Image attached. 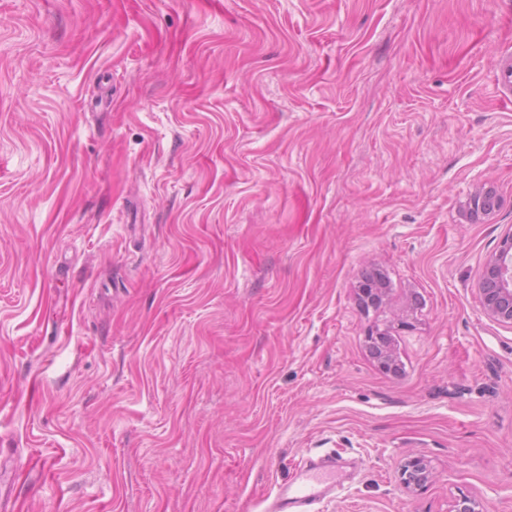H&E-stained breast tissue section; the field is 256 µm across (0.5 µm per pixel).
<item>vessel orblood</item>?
I'll return each instance as SVG.
<instances>
[{
    "label": "vessel or blood",
    "mask_w": 512,
    "mask_h": 512,
    "mask_svg": "<svg viewBox=\"0 0 512 512\" xmlns=\"http://www.w3.org/2000/svg\"><path fill=\"white\" fill-rule=\"evenodd\" d=\"M339 462L330 457L321 462H308L301 466L295 478L277 489L270 512H305L318 504L328 491L334 489L331 477Z\"/></svg>",
    "instance_id": "obj_1"
}]
</instances>
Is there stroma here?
Here are the masks:
<instances>
[{"label": "stroma", "instance_id": "35a3bbf8", "mask_svg": "<svg viewBox=\"0 0 512 512\" xmlns=\"http://www.w3.org/2000/svg\"><path fill=\"white\" fill-rule=\"evenodd\" d=\"M502 60L512 0H0L6 512H266L331 452L314 512H512ZM478 292L485 315L512 328V228L485 261ZM401 481L408 489H419L430 479L431 472L422 457L409 459L401 469Z\"/></svg>", "mask_w": 512, "mask_h": 512}]
</instances>
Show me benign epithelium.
I'll list each match as a JSON object with an SVG mask.
<instances>
[{"label": "benign epithelium", "instance_id": "benign-epithelium-1", "mask_svg": "<svg viewBox=\"0 0 512 512\" xmlns=\"http://www.w3.org/2000/svg\"><path fill=\"white\" fill-rule=\"evenodd\" d=\"M466 218L490 211L486 190L475 189L467 200ZM482 308L491 320L512 327V230L502 237L497 251L484 263L478 284ZM431 472L423 458L409 459L401 469V481L408 489H419Z\"/></svg>", "mask_w": 512, "mask_h": 512}]
</instances>
